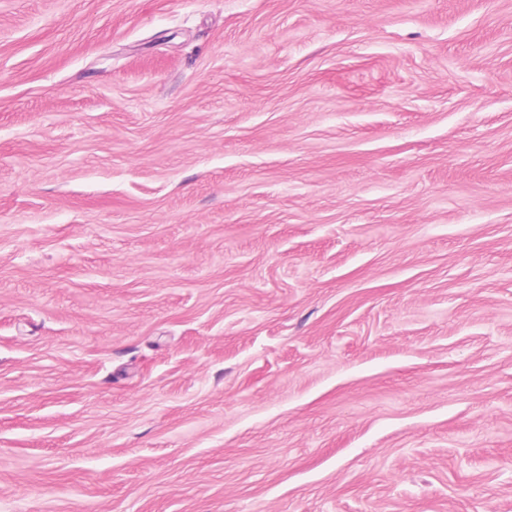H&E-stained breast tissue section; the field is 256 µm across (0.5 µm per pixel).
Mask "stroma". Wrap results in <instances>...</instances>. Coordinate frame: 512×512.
I'll list each match as a JSON object with an SVG mask.
<instances>
[{"mask_svg":"<svg viewBox=\"0 0 512 512\" xmlns=\"http://www.w3.org/2000/svg\"><path fill=\"white\" fill-rule=\"evenodd\" d=\"M0 512H512V0H0Z\"/></svg>","mask_w":512,"mask_h":512,"instance_id":"stroma-1","label":"stroma"}]
</instances>
